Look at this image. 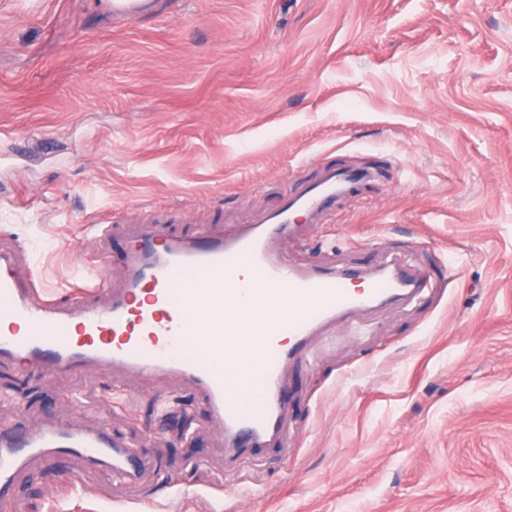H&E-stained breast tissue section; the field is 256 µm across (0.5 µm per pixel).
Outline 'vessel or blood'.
I'll return each mask as SVG.
<instances>
[{
  "mask_svg": "<svg viewBox=\"0 0 512 512\" xmlns=\"http://www.w3.org/2000/svg\"><path fill=\"white\" fill-rule=\"evenodd\" d=\"M369 176L365 169L331 172L263 223L226 232L180 237L156 226L118 254L121 288H107L90 271L88 286L67 302L54 289L35 287L34 269H18L0 250V359L55 371L94 360L178 376L221 424L228 456L281 454L290 438L282 380L288 363L324 328L368 308L414 300L430 282L396 260L341 269L320 257L292 264L277 254L275 242L297 231L296 213L322 210ZM221 289L237 299L236 313L222 318L210 309ZM241 369L247 378L239 384L233 375ZM45 454H77L123 478L149 464L99 428L54 420L28 433L0 430V499L16 472Z\"/></svg>",
  "mask_w": 512,
  "mask_h": 512,
  "instance_id": "obj_1",
  "label": "vessel or blood"
}]
</instances>
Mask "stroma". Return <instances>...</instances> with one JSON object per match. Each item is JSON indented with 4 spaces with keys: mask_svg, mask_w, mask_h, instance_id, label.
Listing matches in <instances>:
<instances>
[{
    "mask_svg": "<svg viewBox=\"0 0 512 512\" xmlns=\"http://www.w3.org/2000/svg\"><path fill=\"white\" fill-rule=\"evenodd\" d=\"M354 166L371 180L277 252L397 258L434 286L311 339L287 456L228 458L179 379L0 360V427H106L153 461L123 481L35 459L21 512H512V0H0V248L39 258L37 287L85 264L120 284L127 228L252 224Z\"/></svg>",
    "mask_w": 512,
    "mask_h": 512,
    "instance_id": "stroma-1",
    "label": "stroma"
}]
</instances>
